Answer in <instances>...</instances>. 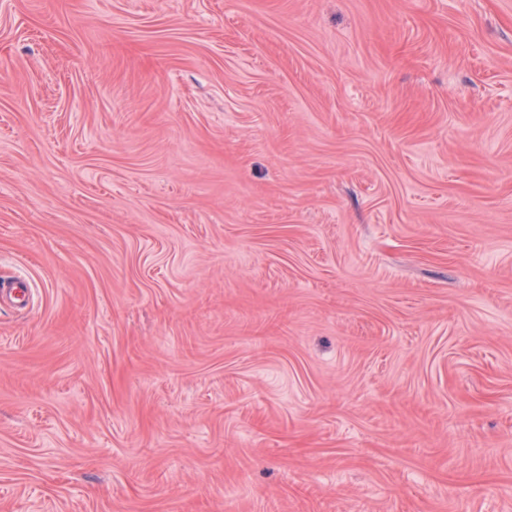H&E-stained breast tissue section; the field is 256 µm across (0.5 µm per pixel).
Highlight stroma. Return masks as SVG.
I'll return each mask as SVG.
<instances>
[{
  "label": "stroma",
  "mask_w": 512,
  "mask_h": 512,
  "mask_svg": "<svg viewBox=\"0 0 512 512\" xmlns=\"http://www.w3.org/2000/svg\"><path fill=\"white\" fill-rule=\"evenodd\" d=\"M0 512H512V0H0Z\"/></svg>",
  "instance_id": "obj_1"
}]
</instances>
